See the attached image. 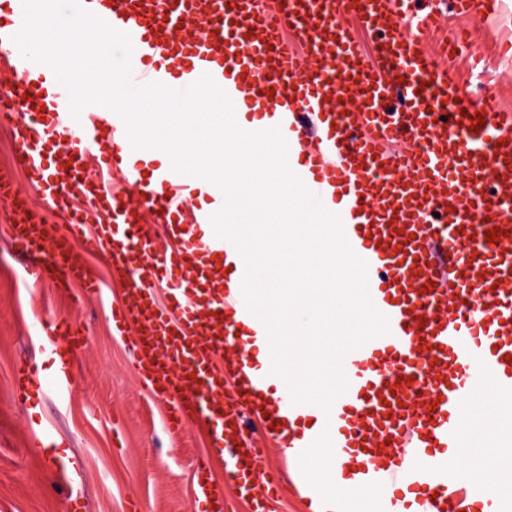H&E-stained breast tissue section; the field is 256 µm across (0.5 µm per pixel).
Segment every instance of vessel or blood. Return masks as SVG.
<instances>
[{
  "label": "vessel or blood",
  "instance_id": "obj_1",
  "mask_svg": "<svg viewBox=\"0 0 512 512\" xmlns=\"http://www.w3.org/2000/svg\"><path fill=\"white\" fill-rule=\"evenodd\" d=\"M410 0H80L83 8L129 33L132 81L178 89L209 74L227 94L245 90L259 103L248 128L279 127L301 144L297 175L322 202L336 205L353 251L362 253L371 300L390 332L349 354L348 388L336 400L338 455L356 459L340 480L359 487L382 483L384 512H512L504 496L479 474L462 481L448 451L468 445L460 419L475 376L507 398L501 416L512 425V110L478 109L461 86L422 49L418 32L434 27V13L409 11ZM479 19L499 0H456ZM23 0H0V53L14 76L0 83V107L22 120L16 160L44 204L65 212L68 236L30 208L9 169L0 168V202L12 207L15 240L39 249L28 271L64 290L96 278L75 263L72 242L106 254L124 297L112 306V333L129 337L141 381L171 400L167 430L180 435L213 426L214 453L227 455L222 481L209 456L196 465V498L208 512H224V488L263 501L276 497L279 477L264 469V449L251 443L247 417L294 416L288 445L308 438L305 408L277 401L260 410L256 386L265 372L247 373L249 321L243 277L217 269L234 245L198 235L210 222L191 177L172 168L144 173L129 163L123 120L115 114L69 113L68 93L56 89L47 66L24 59L11 37L22 26ZM353 17L379 35L375 60L365 58L341 20ZM356 111L345 112L347 101ZM485 126L476 127V117ZM406 143L392 151L391 142ZM125 171L122 194L87 172ZM81 207H73V196ZM102 221L91 224L92 216ZM185 238L182 250L152 261L157 239L144 219ZM94 232H87V225ZM498 228L497 242L486 239ZM169 290L158 302L154 285ZM54 377L70 385L73 363L64 345L80 343L72 325L54 328ZM238 357L215 366L224 350ZM238 382L226 396L224 380ZM23 401L39 385L26 366L14 373ZM402 484L404 496L388 490Z\"/></svg>",
  "mask_w": 512,
  "mask_h": 512
}]
</instances>
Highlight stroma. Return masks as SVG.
Returning <instances> with one entry per match:
<instances>
[{"instance_id": "obj_1", "label": "stroma", "mask_w": 512, "mask_h": 512, "mask_svg": "<svg viewBox=\"0 0 512 512\" xmlns=\"http://www.w3.org/2000/svg\"><path fill=\"white\" fill-rule=\"evenodd\" d=\"M439 13L428 47L462 27L472 37L459 56L438 59L440 68L474 101L493 98L512 107V0L478 22L459 17L453 0H421ZM74 258L102 283L99 296L80 288L62 293L33 283L25 273L31 254L11 236L10 208L0 204V512H66L69 495H81L84 512H204L194 495L198 458L211 449L204 428L178 438L165 428L166 403L138 378L128 346L112 333V305L122 289L112 283L109 262L75 249ZM83 333L74 355V380L56 387L44 349L58 320ZM37 371L45 392L39 410L15 399L18 364Z\"/></svg>"}]
</instances>
